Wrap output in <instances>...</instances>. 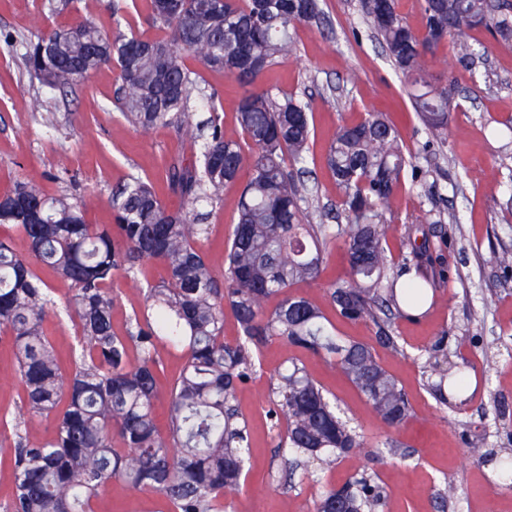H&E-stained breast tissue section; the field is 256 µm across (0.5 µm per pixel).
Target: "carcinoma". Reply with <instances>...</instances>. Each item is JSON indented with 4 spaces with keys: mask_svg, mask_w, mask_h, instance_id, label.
Here are the masks:
<instances>
[{
    "mask_svg": "<svg viewBox=\"0 0 512 512\" xmlns=\"http://www.w3.org/2000/svg\"><path fill=\"white\" fill-rule=\"evenodd\" d=\"M155 35L109 34L88 21L59 25L25 43L30 75L50 90L83 82L116 62L124 116L147 132L158 124L181 131L192 84L183 57L253 85L275 62L296 51L297 25H321L318 0H178L165 9L149 0ZM374 37L405 75L408 95L428 142L444 139L448 89L425 77L426 53L450 41L458 61L475 56L469 32L491 26L512 41V4L506 0H423V26L414 31L398 0H364ZM241 138L224 134L216 116L199 125L207 133L189 156L166 166L170 189L182 199L168 209L150 183L135 179L113 198L112 223L90 224L83 198L50 196L34 179L0 193V227L28 243L16 251L0 236V335L8 338L22 386L20 408L30 418L53 417V435L33 440L20 422L5 423L14 461V494L3 512H93L92 501L112 481L162 495L172 512H224L242 488L248 456L246 420L235 405L238 385L260 367V348L272 338L323 354L365 396L388 427L412 416L407 397L363 344L343 341L320 310L288 290L318 279L329 244L341 239L351 277L330 286L337 314L369 321L382 345L397 349L392 320L433 300L446 278L436 269L428 240L407 237L408 253L395 263L385 249L386 212L402 188L412 157L395 124L381 113L344 124L325 162L336 180L345 224H312L303 185L290 170L305 167L311 136L310 107L302 99L247 93L237 112ZM237 222L232 226L224 275L217 277L199 243L209 233L207 208L243 169ZM161 262L168 280L148 285L142 314L122 333L114 329L109 284L122 273L138 278L144 265ZM45 267L72 290L68 316L79 350L62 370L45 322L52 302L35 266ZM283 295L273 308L269 299ZM241 329L224 341V309ZM184 354L169 390L166 431L158 428V347ZM270 385L269 416L284 422L279 448L285 470L303 459L332 464L363 442L322 386L292 357ZM428 387L448 402V377L463 388L465 373L448 370L439 340L426 359ZM384 491L366 474L326 490L314 512H378Z\"/></svg>",
    "mask_w": 512,
    "mask_h": 512,
    "instance_id": "obj_1",
    "label": "carcinoma"
}]
</instances>
